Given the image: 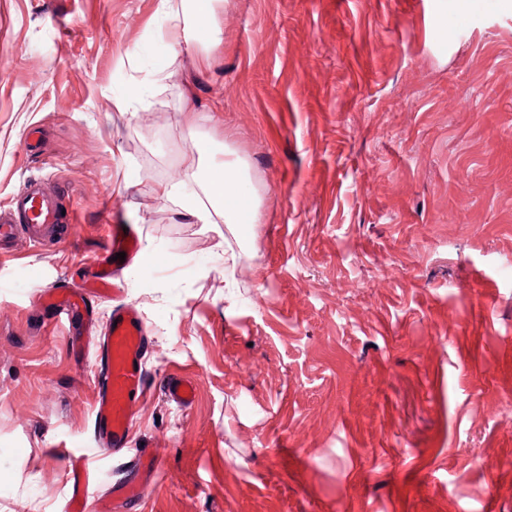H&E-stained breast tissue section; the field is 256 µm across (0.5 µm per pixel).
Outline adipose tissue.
I'll return each instance as SVG.
<instances>
[{"instance_id":"1","label":"adipose tissue","mask_w":512,"mask_h":512,"mask_svg":"<svg viewBox=\"0 0 512 512\" xmlns=\"http://www.w3.org/2000/svg\"><path fill=\"white\" fill-rule=\"evenodd\" d=\"M223 0H161L166 25L162 31L171 51H179L188 41L199 42L206 54L222 46ZM198 158L207 161L205 172H188L183 182L163 184L159 195L176 200L181 214L196 224L225 223L251 227L258 221L262 196L253 186L246 160L225 150L220 162H213L208 141L192 138Z\"/></svg>"}]
</instances>
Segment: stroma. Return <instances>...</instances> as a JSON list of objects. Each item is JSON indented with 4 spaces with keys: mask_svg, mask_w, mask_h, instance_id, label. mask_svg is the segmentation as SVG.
Returning a JSON list of instances; mask_svg holds the SVG:
<instances>
[{
    "mask_svg": "<svg viewBox=\"0 0 512 512\" xmlns=\"http://www.w3.org/2000/svg\"><path fill=\"white\" fill-rule=\"evenodd\" d=\"M161 25L160 0H0V208L31 177L77 206L0 259V512H66L65 448L92 508L149 451L142 512H512V0H228L208 60ZM194 136L247 160L253 230L159 197ZM116 222L152 260L89 303L140 312L151 394L102 455L95 355L38 297ZM164 393L173 400L182 404H189L194 399V387L192 383L183 377L171 376L168 378Z\"/></svg>",
    "mask_w": 512,
    "mask_h": 512,
    "instance_id": "obj_1",
    "label": "stroma"
}]
</instances>
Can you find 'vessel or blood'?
I'll list each match as a JSON object with an SVG mask.
<instances>
[{
    "mask_svg": "<svg viewBox=\"0 0 512 512\" xmlns=\"http://www.w3.org/2000/svg\"><path fill=\"white\" fill-rule=\"evenodd\" d=\"M75 221L74 209L68 208L66 195L50 193L42 180L30 179L14 194V203L9 210L0 212V256L11 255L17 239L28 240L36 246L49 241L56 227ZM108 248L104 256L95 258V279L101 291L113 288V276L119 263L115 256L125 253L134 256L139 251V235L136 229H123L122 225L108 227ZM54 310L65 320L79 316H90L85 299L73 293L59 299ZM150 344L147 325L139 312L131 306L117 308L110 323L96 345L100 369L93 380V436L98 446L119 453L127 448L137 408L147 391L143 370V357ZM164 393L180 403H191L194 388L190 381L169 377ZM134 484L118 485L115 499L122 505H134L138 485L153 482L159 475V461L152 456L140 458L133 470ZM72 495L70 508H77L87 498L90 475L86 469L76 468L71 473Z\"/></svg>",
    "mask_w": 512,
    "mask_h": 512,
    "instance_id": "vessel-or-blood-1",
    "label": "vessel or blood"
}]
</instances>
